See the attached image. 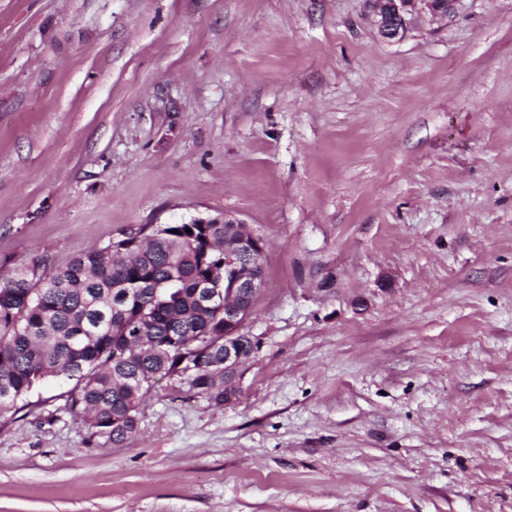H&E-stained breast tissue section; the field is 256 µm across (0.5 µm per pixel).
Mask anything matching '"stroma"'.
Here are the masks:
<instances>
[{
	"label": "stroma",
	"mask_w": 512,
	"mask_h": 512,
	"mask_svg": "<svg viewBox=\"0 0 512 512\" xmlns=\"http://www.w3.org/2000/svg\"><path fill=\"white\" fill-rule=\"evenodd\" d=\"M227 212L266 242L223 404L115 444L51 379L0 512H512V0H0V270ZM455 0H373L376 23L381 33L387 38L402 36L409 23L408 15L423 4L434 16H445L452 9Z\"/></svg>",
	"instance_id": "35a3bbf8"
}]
</instances>
